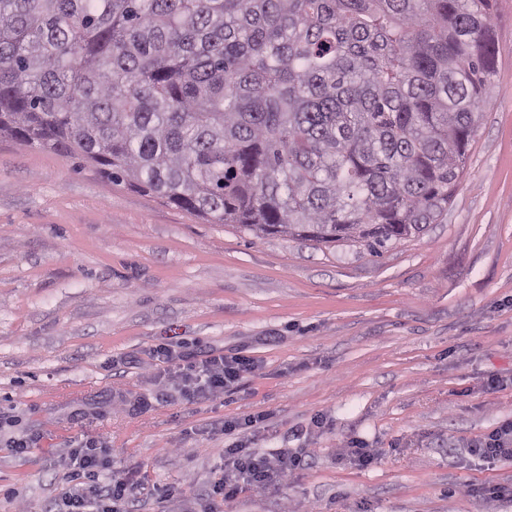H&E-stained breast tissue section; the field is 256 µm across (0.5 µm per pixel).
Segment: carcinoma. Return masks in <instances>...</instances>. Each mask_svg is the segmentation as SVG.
<instances>
[{
    "mask_svg": "<svg viewBox=\"0 0 512 512\" xmlns=\"http://www.w3.org/2000/svg\"><path fill=\"white\" fill-rule=\"evenodd\" d=\"M496 0H0V137L380 258L448 215Z\"/></svg>",
    "mask_w": 512,
    "mask_h": 512,
    "instance_id": "carcinoma-1",
    "label": "carcinoma"
}]
</instances>
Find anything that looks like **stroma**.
<instances>
[{"label":"stroma","instance_id":"stroma-1","mask_svg":"<svg viewBox=\"0 0 512 512\" xmlns=\"http://www.w3.org/2000/svg\"><path fill=\"white\" fill-rule=\"evenodd\" d=\"M492 95L447 218L374 258L209 224L90 166L0 138V512H56L65 450L107 436L102 481L131 512H206L231 439L302 457L224 512H512L470 446L512 421V0ZM243 355L223 395L186 396L156 349ZM499 379L490 388V379ZM29 441L26 453L11 443ZM377 456L361 468L350 442Z\"/></svg>","mask_w":512,"mask_h":512}]
</instances>
